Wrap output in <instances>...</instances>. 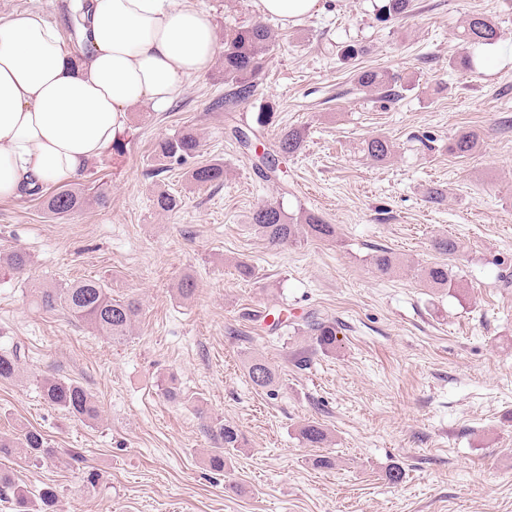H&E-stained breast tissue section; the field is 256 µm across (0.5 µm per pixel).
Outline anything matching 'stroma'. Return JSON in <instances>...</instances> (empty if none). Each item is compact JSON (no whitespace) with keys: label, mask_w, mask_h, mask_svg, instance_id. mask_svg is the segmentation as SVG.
Masks as SVG:
<instances>
[{"label":"stroma","mask_w":512,"mask_h":512,"mask_svg":"<svg viewBox=\"0 0 512 512\" xmlns=\"http://www.w3.org/2000/svg\"><path fill=\"white\" fill-rule=\"evenodd\" d=\"M83 0H0V17L37 9L64 26ZM294 23L272 20L276 43L238 123L266 140L289 126L307 130L301 153L263 180L225 132L221 62L187 79L167 107L142 106L85 179L110 197L57 218L26 196L0 200V249L33 257L28 283L102 278L116 296L141 304L120 345L31 301L28 283L0 273V348L20 344L18 378L0 382V435L39 430L57 460L34 465L0 458V468L34 491L53 488L55 512H512V0H413L410 16L383 19V0H322ZM206 12L217 34L258 16L254 0H175ZM489 14L501 38L487 61L462 72L465 15ZM385 70L412 82L393 101L360 91L358 72ZM266 116L258 124V116ZM196 128L198 155L152 176L153 144ZM479 147L449 154L467 131ZM382 136L383 163L362 146ZM224 165L220 187H199L196 166ZM446 189L427 201L429 186ZM178 211L153 206L161 192ZM304 208L336 226V238L276 249L251 227L257 206ZM450 235L453 255L431 241ZM400 264L379 276L375 250ZM247 262L253 278L238 277ZM447 263L461 297L429 287L422 267ZM192 276L196 292L177 287ZM287 310L335 320L336 349L312 353L293 328L269 330L263 313ZM259 355L274 364V391L252 387L243 367ZM46 376L83 384L100 406L93 424L46 405ZM177 379L191 400L172 404L160 386ZM236 424L246 448L224 473L211 471L197 408ZM315 420L331 436L337 465L314 469L298 429ZM400 467L393 484L386 471ZM94 468L96 488L83 473Z\"/></svg>","instance_id":"stroma-1"}]
</instances>
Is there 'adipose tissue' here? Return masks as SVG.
<instances>
[{"instance_id": "adipose-tissue-1", "label": "adipose tissue", "mask_w": 512, "mask_h": 512, "mask_svg": "<svg viewBox=\"0 0 512 512\" xmlns=\"http://www.w3.org/2000/svg\"><path fill=\"white\" fill-rule=\"evenodd\" d=\"M87 53L43 15L0 20V199L82 178L134 107L170 104L220 50L198 9L172 0H90Z\"/></svg>"}]
</instances>
